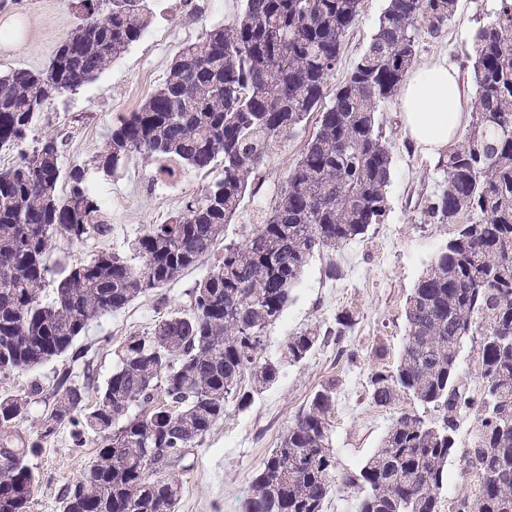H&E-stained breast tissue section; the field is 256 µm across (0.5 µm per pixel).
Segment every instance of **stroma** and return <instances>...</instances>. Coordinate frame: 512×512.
Segmentation results:
<instances>
[{
    "label": "stroma",
    "instance_id": "obj_1",
    "mask_svg": "<svg viewBox=\"0 0 512 512\" xmlns=\"http://www.w3.org/2000/svg\"><path fill=\"white\" fill-rule=\"evenodd\" d=\"M223 2L219 11L213 0H150V24L141 39L96 81L54 98L20 147L0 149V170L14 165L20 154L31 152L38 140L51 135L58 141L64 171L59 190L68 192V171L76 165L95 169L108 151L112 125L140 108L163 82L174 54L211 28L233 21L244 7V0ZM386 5V0H362L360 17L343 39L329 89H336L367 50ZM498 7L499 0H458L456 12L440 36L425 34L419 39L418 63L445 59L460 71L465 92L459 129L463 135L476 109L473 35ZM82 16L80 0H14L9 8L0 9V72L46 67ZM318 118V113H310L294 136L279 147L225 224L222 242L216 243L202 264L167 287L140 295L124 309L93 322L77 340L78 345L90 349L87 361L74 363L65 355L35 370L0 378V395H20L35 384L51 389L57 374L67 370L84 387L86 406L94 407L96 390L117 365L126 340L147 335L170 313L189 311L191 288L217 266L225 245L243 243L260 224L315 132ZM376 127L392 157L383 221L340 248L313 255L293 301L269 328L261 356L276 357L287 337L308 328L326 331V338L305 361L285 366L279 379L267 388L255 389L251 376H244L241 389L246 400L233 397L227 401L223 420L189 450L183 469L177 470L182 493L176 512H242L260 464L279 445L296 414L328 383L336 385L329 429L340 474L371 456L391 421L412 409V400L403 395L390 406L375 405L369 396V381L373 373L397 365L406 336V302L433 254L453 235L455 227L432 223L427 215L428 201L442 183L444 172L438 157L418 148L406 133L397 101L379 106ZM214 178L211 171H190L162 186L153 163L132 157L114 174L98 178L100 188L108 192L102 209L110 232L81 243L58 238L50 254L51 267L58 270L105 249L126 250L128 242L150 226L177 216L189 197L199 194ZM340 315L349 316L352 326L338 339L328 331ZM99 444L98 435L91 433L83 447H74L70 426L58 428L31 459L40 479L30 512H60L59 502L67 487L95 459Z\"/></svg>",
    "mask_w": 512,
    "mask_h": 512
}]
</instances>
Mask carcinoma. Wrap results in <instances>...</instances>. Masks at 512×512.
Masks as SVG:
<instances>
[{
    "instance_id": "carcinoma-1",
    "label": "carcinoma",
    "mask_w": 512,
    "mask_h": 512,
    "mask_svg": "<svg viewBox=\"0 0 512 512\" xmlns=\"http://www.w3.org/2000/svg\"><path fill=\"white\" fill-rule=\"evenodd\" d=\"M84 17L44 70L0 74V148L26 138L55 95L75 91L138 41L148 0H82ZM362 0H244L231 23L184 47L163 84L110 131L99 168L131 156L172 177L186 167L221 171L183 212L127 245L130 256L100 251L53 273L55 241L82 243L110 231L94 180L74 166L68 193L56 140L0 171V376L33 370L64 354L90 324L138 296L164 288L207 258L224 235L249 183L307 115L319 125L263 223L241 245L224 246L216 269L190 290L191 309L162 318L148 336H131L96 405L57 376L53 405L36 437L17 426L43 400L34 385L0 396V512H29L39 473L28 458L59 426L101 439L95 460L66 491L61 512H175L181 485L173 470L188 449L224 419L242 377L267 387L282 364L302 362L320 340L309 328L287 337L278 360H263L267 330L321 249L342 246L380 222L387 209L391 152L375 129L377 107L392 100L411 71L422 33L438 35L457 0H387L366 52L323 105L343 38ZM478 94L466 137L440 161L444 181L427 214L454 224L409 297L395 369L370 377L373 401L386 407L404 392L440 414L404 411L360 469L336 477L328 416L335 385L317 392L262 463L243 512H323L343 485L358 491L357 512H441L458 415L474 408L469 492L448 512H512V0L474 34ZM468 217L466 224L459 223ZM481 336V390L459 377L466 337ZM162 391L164 404L154 403Z\"/></svg>"
}]
</instances>
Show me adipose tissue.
Returning a JSON list of instances; mask_svg holds the SVG:
<instances>
[{
  "instance_id": "adipose-tissue-1",
  "label": "adipose tissue",
  "mask_w": 512,
  "mask_h": 512,
  "mask_svg": "<svg viewBox=\"0 0 512 512\" xmlns=\"http://www.w3.org/2000/svg\"><path fill=\"white\" fill-rule=\"evenodd\" d=\"M410 137L427 152L444 150L457 137L462 89L456 69L438 59L412 70L399 93Z\"/></svg>"
}]
</instances>
